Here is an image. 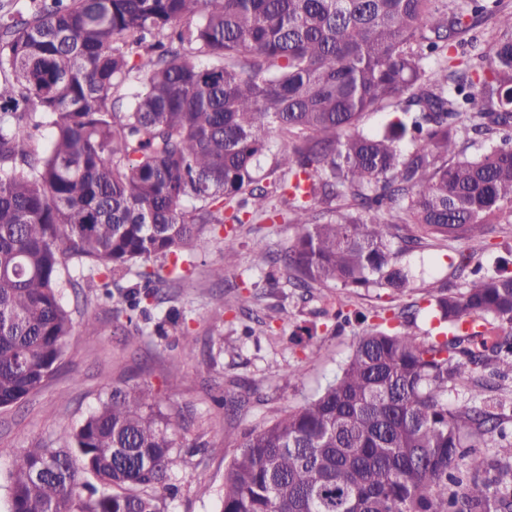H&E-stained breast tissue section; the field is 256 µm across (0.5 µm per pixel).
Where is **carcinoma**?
<instances>
[{"label":"carcinoma","instance_id":"carcinoma-1","mask_svg":"<svg viewBox=\"0 0 512 512\" xmlns=\"http://www.w3.org/2000/svg\"><path fill=\"white\" fill-rule=\"evenodd\" d=\"M502 4L0 0V409L39 391L64 353L66 261L86 270L69 286L103 289L134 345L158 289L191 285L217 232L232 248L236 225L270 217L254 173L273 129L294 230L279 262L295 288L410 295L397 225H414L410 250L511 222ZM482 17L497 28L490 63H454ZM386 108L381 129L360 130ZM473 138L486 148L469 157ZM473 259L461 254L462 291L428 292L436 334L411 331L414 314L381 319L332 384L247 433L218 512H512V466L477 450L502 433L498 416L448 404V384L512 372V268ZM467 320L486 329L464 332ZM166 323L182 331L186 315L169 310L164 336ZM173 427L149 386L112 388L65 447L15 456L9 512H163L182 463Z\"/></svg>","mask_w":512,"mask_h":512}]
</instances>
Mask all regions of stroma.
Returning <instances> with one entry per match:
<instances>
[{
	"label": "stroma",
	"instance_id": "stroma-1",
	"mask_svg": "<svg viewBox=\"0 0 512 512\" xmlns=\"http://www.w3.org/2000/svg\"><path fill=\"white\" fill-rule=\"evenodd\" d=\"M291 241L292 231L279 216L238 225L233 250L214 240L210 251L194 260L191 287L167 289L164 302L142 322V349L136 354L95 290L63 288L74 329L55 372L39 392L0 411V512L9 509L7 474L15 454L38 443L59 446L62 432L94 411L114 386L142 383L152 387L171 420H186L177 433L183 444V463L173 479L178 491L166 499L167 512H216L224 472L242 434L300 407L332 383L353 343L367 331L364 323L335 330L336 311L370 317L403 306L376 288L308 294L287 286L282 271L270 276L252 268L256 252H277ZM463 251L487 267L501 257L512 261V223L488 225L474 242H432L401 254L415 275L414 301L432 288L461 289L456 264ZM216 264L224 267L220 282L208 275ZM172 308L188 317L193 353L182 351L181 336L155 332L156 322ZM89 318L97 322L92 334L83 326ZM294 365L300 375L291 379L285 371ZM476 378L488 385L484 407L495 408L512 438V375L501 379L483 370Z\"/></svg>",
	"mask_w": 512,
	"mask_h": 512
}]
</instances>
